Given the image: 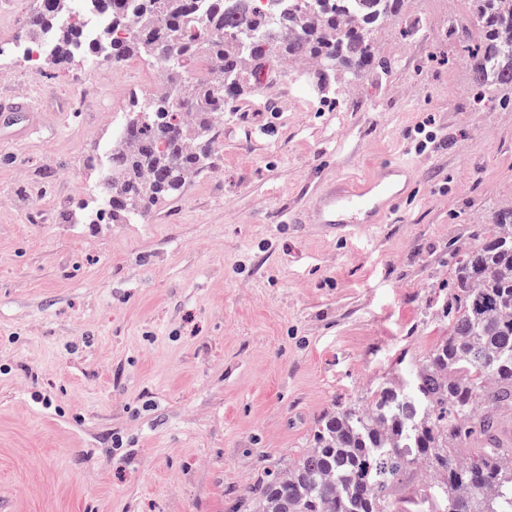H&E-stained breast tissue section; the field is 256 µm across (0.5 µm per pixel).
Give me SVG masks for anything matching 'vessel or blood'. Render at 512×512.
Returning a JSON list of instances; mask_svg holds the SVG:
<instances>
[{
	"label": "vessel or blood",
	"mask_w": 512,
	"mask_h": 512,
	"mask_svg": "<svg viewBox=\"0 0 512 512\" xmlns=\"http://www.w3.org/2000/svg\"><path fill=\"white\" fill-rule=\"evenodd\" d=\"M15 112L24 113L26 123L14 132L13 138L27 140L40 125L35 98L28 94L0 96V115L6 117ZM418 174L414 165L385 161L361 182L340 178L317 181L301 203L289 209L288 221L300 228H318L331 236L369 233L410 197Z\"/></svg>",
	"instance_id": "1"
}]
</instances>
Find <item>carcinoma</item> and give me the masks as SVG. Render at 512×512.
<instances>
[{
    "label": "carcinoma",
    "mask_w": 512,
    "mask_h": 512,
    "mask_svg": "<svg viewBox=\"0 0 512 512\" xmlns=\"http://www.w3.org/2000/svg\"><path fill=\"white\" fill-rule=\"evenodd\" d=\"M206 19L192 21L196 3ZM120 27L127 0H93ZM404 0H138L139 25L126 38L90 43L81 57L119 63L141 57L162 68L166 92L135 100L126 135L112 143L99 172L109 216L130 222L181 194L211 167L224 113L233 110L248 75L260 84L267 67L311 64L309 78L328 97L337 79L389 75L372 28L402 16ZM481 43L465 41L464 26L448 35L464 52L475 88H512V0H475ZM57 0H36L29 38L54 27ZM83 25L57 30L53 64L68 68ZM219 68L206 79L192 73ZM495 230L456 262L444 313L448 335L413 368L409 380L386 381L365 405L326 411L308 448L284 472L251 487L254 512H512V445L500 434L497 409L512 405V210L490 214ZM465 457L460 448H472ZM423 466L435 480L410 496L394 491L407 471Z\"/></svg>",
    "instance_id": "obj_1"
}]
</instances>
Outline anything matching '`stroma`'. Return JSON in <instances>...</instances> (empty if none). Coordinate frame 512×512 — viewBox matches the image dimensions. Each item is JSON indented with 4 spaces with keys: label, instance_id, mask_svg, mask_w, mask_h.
<instances>
[{
    "label": "stroma",
    "instance_id": "obj_1",
    "mask_svg": "<svg viewBox=\"0 0 512 512\" xmlns=\"http://www.w3.org/2000/svg\"><path fill=\"white\" fill-rule=\"evenodd\" d=\"M31 0L0 13V68L46 121L0 140V512H253L332 406L404 380L448 333L460 251L512 208V89L470 97L448 24L472 0H404L417 38L372 31L395 68L337 108L281 71L227 113L211 169L140 222L78 224L112 123L160 70L132 57L32 75ZM420 168L371 235L325 239L286 212L329 175Z\"/></svg>",
    "mask_w": 512,
    "mask_h": 512
}]
</instances>
